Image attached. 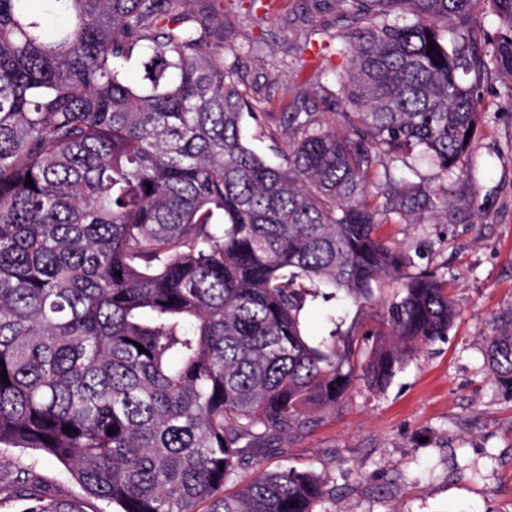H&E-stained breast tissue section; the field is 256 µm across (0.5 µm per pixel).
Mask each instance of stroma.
<instances>
[{"label":"stroma","mask_w":512,"mask_h":512,"mask_svg":"<svg viewBox=\"0 0 512 512\" xmlns=\"http://www.w3.org/2000/svg\"><path fill=\"white\" fill-rule=\"evenodd\" d=\"M223 0L227 40L247 84H275L264 111L294 109L298 88L307 108L331 114L317 95L332 84L326 60L306 48L341 25L335 0ZM499 82L484 86L483 121L467 174L442 180L420 167L413 179L447 187L446 207L414 224H388L413 270L437 272L448 282L457 317L446 340L426 346L382 395L352 388L347 400L308 433L291 438L283 456L261 458L268 469L309 468L333 481L323 512H512V400L503 396L484 359L491 337L512 327V109L504 108ZM84 498L62 466L42 454L0 448V512H24L26 493Z\"/></svg>","instance_id":"1"}]
</instances>
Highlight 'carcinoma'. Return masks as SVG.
<instances>
[{"label":"carcinoma","instance_id":"1","mask_svg":"<svg viewBox=\"0 0 512 512\" xmlns=\"http://www.w3.org/2000/svg\"><path fill=\"white\" fill-rule=\"evenodd\" d=\"M190 2L0 0V446L118 512H319L309 470L239 478L447 338L446 280L380 230L448 197L391 167L458 176L479 89L512 107V0H335L331 118L257 111L271 86L224 64L222 0ZM487 361L512 393V330ZM244 130L253 149L264 155L273 164L281 162L280 158L271 150L270 141L262 136L261 130L255 126L252 120L248 119L245 123Z\"/></svg>","mask_w":512,"mask_h":512}]
</instances>
